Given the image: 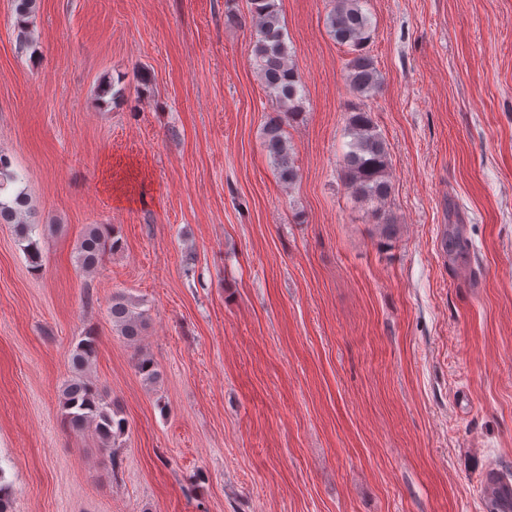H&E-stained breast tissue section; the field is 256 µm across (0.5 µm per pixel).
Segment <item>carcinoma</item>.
Masks as SVG:
<instances>
[{
	"label": "carcinoma",
	"instance_id": "carcinoma-1",
	"mask_svg": "<svg viewBox=\"0 0 512 512\" xmlns=\"http://www.w3.org/2000/svg\"><path fill=\"white\" fill-rule=\"evenodd\" d=\"M256 19V36L252 52L265 92L275 101L277 112L267 118L263 134L267 156L280 182L290 186L299 178L292 146L286 137L285 124L303 117L304 90L291 65V51L286 41L275 0H248ZM364 0H335L327 24L336 42L348 47L352 58L346 63V81L358 99L347 113L346 133L350 137L348 150L340 161V177L344 188L358 202L370 204L379 235L390 240L396 234V225L383 211L391 195L389 179L390 154L387 144L378 132L372 113L362 106L361 100L375 95L382 84V75L374 58L366 51L370 40L371 22L363 11ZM28 206L25 193L12 197L0 196V223L14 227L18 242L33 264H38L40 251L34 234L38 225L24 219ZM118 247L114 230L107 224L91 228L83 237L77 262L86 272H94L106 253ZM112 325L129 342L141 336L146 319L138 303L123 295L112 297L110 307ZM96 355V337L85 333L72 349L71 365L74 376L62 391L64 423L73 431L94 429L105 448H114L126 429L125 419L117 409L105 402L93 381L87 376ZM486 512H512L499 505L498 489L483 486Z\"/></svg>",
	"mask_w": 512,
	"mask_h": 512
}]
</instances>
